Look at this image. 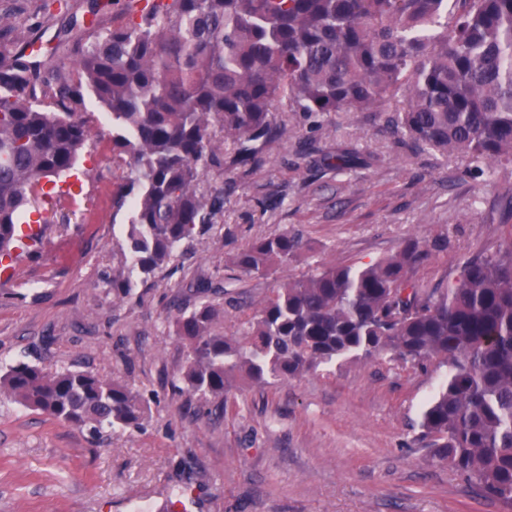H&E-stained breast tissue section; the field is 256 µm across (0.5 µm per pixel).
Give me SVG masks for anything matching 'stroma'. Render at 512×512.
Returning <instances> with one entry per match:
<instances>
[{
  "mask_svg": "<svg viewBox=\"0 0 512 512\" xmlns=\"http://www.w3.org/2000/svg\"><path fill=\"white\" fill-rule=\"evenodd\" d=\"M385 103L372 112H275L286 133L249 171L209 170L224 209L153 284L112 298V122L94 99L78 170L82 192L47 211L41 246L0 275V368L119 376L150 408L143 429L101 440L0 400V512H152L189 486L186 512H512L433 459L418 426L449 368L385 357L340 359L288 381L239 384L226 407L172 388L185 352L170 326L223 289L224 328L280 283L322 265L358 266L409 237L447 229L451 245L421 269L433 284L465 257L512 241V165L492 167L399 142ZM359 157L336 169L339 154ZM287 230L305 248L266 279L225 284L224 260Z\"/></svg>",
  "mask_w": 512,
  "mask_h": 512,
  "instance_id": "1",
  "label": "stroma"
}]
</instances>
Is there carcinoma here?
Instances as JSON below:
<instances>
[{
    "instance_id": "1",
    "label": "carcinoma",
    "mask_w": 512,
    "mask_h": 512,
    "mask_svg": "<svg viewBox=\"0 0 512 512\" xmlns=\"http://www.w3.org/2000/svg\"><path fill=\"white\" fill-rule=\"evenodd\" d=\"M64 0H0V264L47 222L23 216L59 194L90 138L86 96L112 120V159L132 177L112 190L126 211L112 254V297L131 295L180 246L205 234L224 195L200 189L213 167L246 171L281 136L288 112L403 107L401 139L474 161L512 164V0H123L124 23L100 30L97 0L71 16L74 58L44 84L60 45L27 49ZM38 21L16 24L27 10ZM233 141L224 155L223 140ZM448 231L410 238L360 267L331 264L290 279L224 332V304L203 300L171 317L185 350L176 387L224 402L241 382L288 380L338 359L387 356L450 373L421 413L434 458L512 505V243L469 257L432 286L420 268L448 252ZM286 230L226 260L228 279L264 278L295 261ZM0 397L92 435L142 428L147 407L125 382L79 369L19 364Z\"/></svg>"
}]
</instances>
